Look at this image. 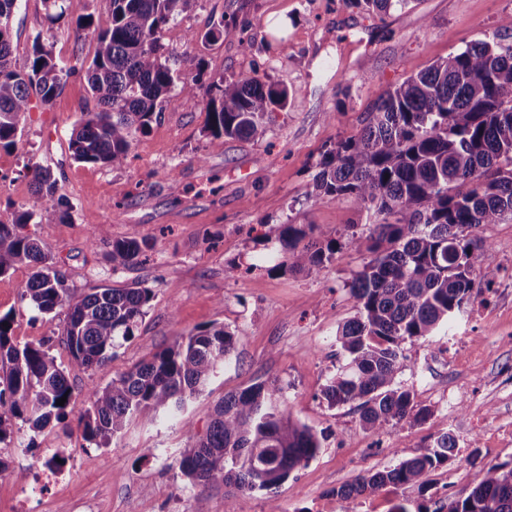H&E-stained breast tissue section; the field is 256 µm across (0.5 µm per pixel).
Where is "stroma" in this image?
I'll return each instance as SVG.
<instances>
[{"instance_id":"stroma-1","label":"stroma","mask_w":512,"mask_h":512,"mask_svg":"<svg viewBox=\"0 0 512 512\" xmlns=\"http://www.w3.org/2000/svg\"><path fill=\"white\" fill-rule=\"evenodd\" d=\"M64 7L65 20L52 26L43 0H19L11 22L18 66H25L35 34L46 30L61 62L92 60L96 43L76 38L75 21L90 14L96 26H107L103 0H65ZM509 15L512 0H411L381 17L343 0H192L166 26L162 44L180 73L202 69V83L175 89L120 168L72 158L71 130L81 113L95 109L85 72L70 75L52 103L35 104L15 144L0 147V220L21 206L33 210L27 233L76 293L138 283L153 298L134 337L111 360L84 370L70 365L65 310L42 315L22 299L30 267L0 276V316L9 315L13 342H48L72 388L64 420L39 431L22 428L0 443L10 476L0 484V500L24 494L28 512H195L202 495L208 512H268L273 505L278 512H343L337 489L451 433L457 456L431 473L428 490L387 486L357 505L358 512H391L401 502L416 512L472 487L480 465L512 463V222L477 229L490 248L477 294L452 326L403 346L400 379L430 417L380 432L364 429L351 406H328L322 396L343 362L336 332L356 313L349 286L369 253L343 248L308 274L272 270L267 260L283 224L342 240L349 229L365 234L380 223L351 196H313L320 160L362 127L384 90L492 35ZM219 21L223 36L202 42ZM191 31L197 40H188ZM247 38L253 47L245 54L240 42ZM254 69L288 88L287 111L273 113L263 137L209 145L202 133L205 85ZM32 163L53 171L58 195L72 206L68 219L43 211L26 170ZM122 239L150 242L148 261L113 269L110 245ZM232 261L245 269L234 280L224 276ZM214 324L232 331L237 346L205 392L188 401L191 428L165 419L135 422L106 446L84 436L78 418L91 389ZM259 382L281 387L280 401L317 433L320 452L269 495L247 496L219 481L193 485L179 467L186 448L206 432L224 394ZM59 447L71 458L57 489L17 480V472L30 475Z\"/></svg>"}]
</instances>
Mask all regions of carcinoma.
Wrapping results in <instances>:
<instances>
[{
    "mask_svg": "<svg viewBox=\"0 0 512 512\" xmlns=\"http://www.w3.org/2000/svg\"><path fill=\"white\" fill-rule=\"evenodd\" d=\"M18 0H0V147L15 144L32 98L50 104L72 68L57 61L42 33L32 40L27 65L14 68L11 19ZM109 25L94 27L93 15L76 22L77 37L96 40L87 81L97 111L84 112L73 126L70 148L79 163L121 167L137 134L145 133L163 110L180 74L162 53V31L191 0H105ZM372 13L404 7L409 0H346ZM54 25L65 19L64 0H43ZM512 15L490 40L432 64L384 91L364 125L339 141L319 162L317 195L351 196L360 209L387 219L367 236L351 233L350 245L371 259L356 273L350 294L356 314L337 331L344 363L322 395L331 407L350 405L363 427L414 424L432 415L416 408L412 390L399 380L402 344L425 340L447 326L472 295L482 256L479 240L463 232L485 224L512 222ZM204 136L256 139L266 120L288 108V89L254 71L224 78L206 89ZM34 193L46 211L68 216L69 204L56 196V179L41 165L29 168ZM35 213L16 210L0 220V276L18 264L32 267L22 299L50 314L67 309L66 344L75 367L90 369L135 336L152 299L149 288L100 287L79 297L65 273L24 232ZM292 224L281 225L278 243L290 269H321L339 252L334 239L312 238ZM147 243L111 244L112 267L130 268L146 257ZM236 347L224 326L180 337L132 370L90 392L91 406L79 418L86 438L106 445L133 420L152 422L175 413L202 393ZM0 442L16 420L46 426L66 417L57 401L72 395L66 370L46 342L14 344L10 318L0 317ZM281 389L263 382L227 393L215 407L205 435L180 463L196 486L221 481L243 494L271 491L316 457L315 432L293 421L278 400ZM455 438L443 432L425 452L396 467L363 475L336 490L356 512L355 501L385 486L421 490L440 465L454 459ZM448 512H512V465L479 469V479L448 504Z\"/></svg>",
    "mask_w": 512,
    "mask_h": 512,
    "instance_id": "1",
    "label": "carcinoma"
}]
</instances>
